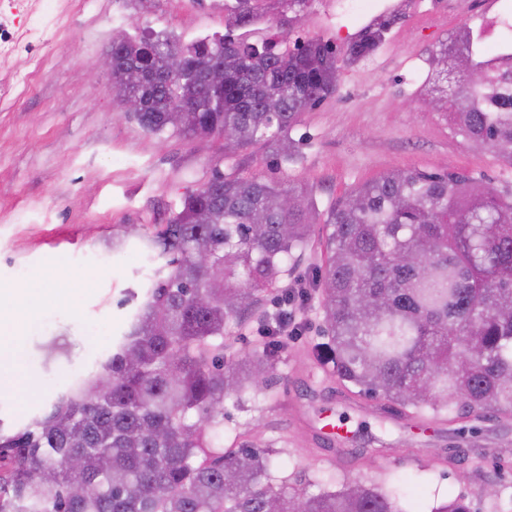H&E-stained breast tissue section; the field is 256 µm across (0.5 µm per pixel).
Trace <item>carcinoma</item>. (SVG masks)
Wrapping results in <instances>:
<instances>
[{"label":"carcinoma","instance_id":"1","mask_svg":"<svg viewBox=\"0 0 512 512\" xmlns=\"http://www.w3.org/2000/svg\"><path fill=\"white\" fill-rule=\"evenodd\" d=\"M226 10L230 29L265 12L263 0ZM388 31L387 22L362 28L346 61L375 53ZM177 43L112 39V87L139 98L134 116L152 133L174 126L178 103L188 109L181 134L219 137L226 153L262 141L286 164L296 157L289 130L337 90L340 60L320 39L275 33L251 43L228 31ZM498 48L510 54L486 59L485 35L463 24L431 58L437 76L451 55L483 72L479 84L458 83L446 116L471 146L512 165V41ZM176 57L197 71L221 59L224 85L172 78ZM317 214L301 188L218 175L142 236L166 263L122 340L43 415L0 430V512H406L374 484L317 493L275 485L269 452L224 450V399L260 388L280 348L273 335L262 351L226 360L224 333L278 287ZM325 227L322 357L338 381L400 416L511 420L512 194L462 172L392 171L337 201ZM432 512L471 510L450 494Z\"/></svg>","mask_w":512,"mask_h":512}]
</instances>
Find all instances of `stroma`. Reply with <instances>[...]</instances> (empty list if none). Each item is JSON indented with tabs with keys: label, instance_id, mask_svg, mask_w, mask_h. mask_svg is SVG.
<instances>
[{
	"label": "stroma",
	"instance_id": "obj_1",
	"mask_svg": "<svg viewBox=\"0 0 512 512\" xmlns=\"http://www.w3.org/2000/svg\"><path fill=\"white\" fill-rule=\"evenodd\" d=\"M470 11L512 26V0H470L465 11L436 0L423 18L396 10L375 68L359 61L343 67L336 94L291 130L295 162L278 166L262 143L228 154L219 139L203 146L171 129L155 135L126 110L109 77L91 73L116 34L172 33L187 44L223 33V13L208 0H87L59 36L38 44L51 72L0 109V289L43 281L69 297L15 326L20 367L0 369V378L26 373L42 393L22 401L0 396V426L9 431L41 415L74 375L95 368L96 341L111 345L127 331L152 264L139 240L116 253L113 239L132 225L151 232L168 223L183 198L215 175L306 185L323 214L392 170L464 172L512 190V166L470 148L427 105L436 94L429 54ZM359 31L352 17L310 9L294 17L268 13L250 36L286 32L342 47ZM322 235L315 221L310 246L289 259L281 282L307 293L301 332L289 337L267 389L225 398V447L250 439L272 449L276 484H391L412 495L417 512L451 493L471 512H512V420L472 426L429 410L419 422L385 417L383 400L350 395L322 365ZM329 414L359 431L358 446L386 449V456L361 465L326 460L328 443L316 429ZM485 448L497 449L501 464L482 459Z\"/></svg>",
	"mask_w": 512,
	"mask_h": 512
}]
</instances>
